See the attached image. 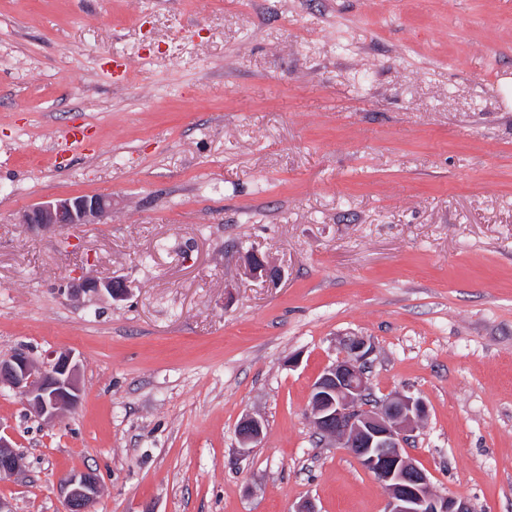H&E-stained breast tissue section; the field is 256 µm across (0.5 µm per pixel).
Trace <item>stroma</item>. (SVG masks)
<instances>
[{"label": "stroma", "instance_id": "1", "mask_svg": "<svg viewBox=\"0 0 512 512\" xmlns=\"http://www.w3.org/2000/svg\"><path fill=\"white\" fill-rule=\"evenodd\" d=\"M509 83L512 0H0V357L71 350L81 385L52 423L0 389V499L66 512L89 471L92 512H384L307 419L362 336L435 489L512 512ZM85 194L112 216L19 222ZM83 272L133 292L69 297ZM112 215V199L103 195L58 197L24 211L20 224L32 232H49L58 227L97 224ZM245 274L256 280H263L274 285L279 278L278 269L265 257L250 254L245 263ZM264 432V422L254 415H245L237 426V436L243 451L261 441ZM21 467L20 459L10 442L0 433V474L6 477L15 475ZM0 475V478H2ZM60 484L66 493L67 512H91L99 492L98 482L93 473H64Z\"/></svg>", "mask_w": 512, "mask_h": 512}]
</instances>
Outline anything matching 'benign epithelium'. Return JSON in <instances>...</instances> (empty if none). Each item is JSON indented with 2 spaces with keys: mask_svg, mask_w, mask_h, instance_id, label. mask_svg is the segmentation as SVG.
<instances>
[{
  "mask_svg": "<svg viewBox=\"0 0 512 512\" xmlns=\"http://www.w3.org/2000/svg\"><path fill=\"white\" fill-rule=\"evenodd\" d=\"M112 214V198L103 195L58 197L24 211L20 223L32 232H49L58 227L96 224ZM245 274L275 284L278 269L265 257L251 254ZM132 292L120 278L102 279L82 275L68 288L72 298L93 293L121 300ZM373 345L362 336H348L341 355L314 381L309 392L307 418L323 438L348 450L387 492L384 512H473L468 500L438 492L427 474L407 455L412 433L427 415L419 399L395 392L379 401L368 400L367 364ZM8 387L22 397L35 416L46 422L57 420L64 410L78 404L81 388L79 364L69 350L55 351L43 360L18 349L0 357V388ZM264 422L244 416L237 426L242 450L261 441ZM20 459L10 442L0 436V474L15 475ZM60 484L66 493L67 512H90L99 492L90 472L63 474Z\"/></svg>",
  "mask_w": 512,
  "mask_h": 512,
  "instance_id": "obj_1",
  "label": "benign epithelium"
}]
</instances>
